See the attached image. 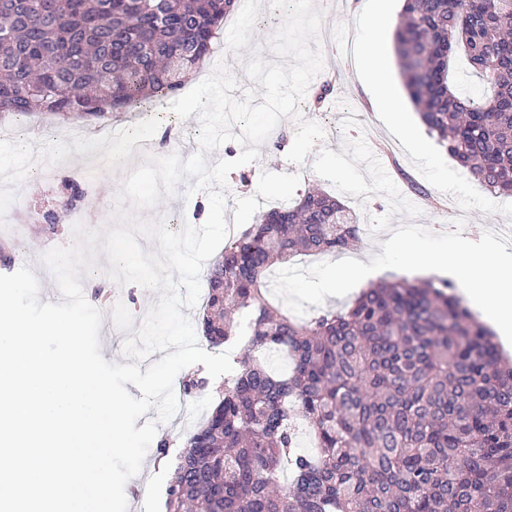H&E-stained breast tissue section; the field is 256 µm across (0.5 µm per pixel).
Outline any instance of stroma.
<instances>
[{
	"instance_id": "1",
	"label": "stroma",
	"mask_w": 512,
	"mask_h": 512,
	"mask_svg": "<svg viewBox=\"0 0 512 512\" xmlns=\"http://www.w3.org/2000/svg\"><path fill=\"white\" fill-rule=\"evenodd\" d=\"M323 12V25L332 32L330 39L320 41L319 47L325 58L321 74L310 83L301 113L305 119L318 122L321 126L337 125L335 134L325 135L317 141V148L341 152L347 142L366 134L370 147L386 142L393 146L398 164L414 180L424 185L429 195L416 198L415 204L422 214L418 219L434 232L447 231L451 218L440 209L437 201L455 195L460 206L468 213V235L476 238L484 230L494 229L496 224H512V199L496 198L485 193L471 177H463L457 186L444 181L441 171L452 167L453 162L438 146L431 144L430 150L437 158V165H429L406 146L404 134L386 123L378 107L373 105L363 86L362 57L348 55L347 42L351 28H362L363 20L356 16L348 0H315ZM268 10L263 0H253L248 6V19L240 31L220 33L214 47L215 59L225 60L228 69L237 79V88L232 95L244 98L253 88L244 71L254 47H261L264 60L275 61L276 56L267 50L266 43L274 33ZM330 86L322 109L313 110L309 103L323 86ZM169 100L163 99L143 106L137 112H115L103 117L82 114L79 117L36 112L29 115H13L0 112V124L12 127L14 137L0 140V174L4 172L19 176L28 185L23 198H15L10 191L0 186V210L11 217L10 224L0 228V253L10 256V263H0V274H11L21 267H29L39 284L40 301L58 296L59 289L50 269L42 260L43 254L54 247H65L72 242V227L75 221H83L91 229L100 228V215L112 213V202L116 200L127 174L128 166L122 158H110L106 150L115 139H127L132 130L146 134L161 133L162 139L155 153L165 156L178 153L189 157L198 149L197 117L182 120L170 113ZM366 114L362 130L341 131L345 115ZM296 123L281 119L279 126L260 147L258 161L233 170L227 181V210L225 220L230 230H238L254 222L257 215L284 202L294 201L298 193L309 186L319 184L320 176L310 164L290 163L286 154L295 137ZM38 155L63 158L64 164L48 179L34 175L32 159ZM91 172L94 182L85 198L80 218H66L56 225L42 223L41 208L60 203L66 187L78 180L82 172ZM272 184L273 192L264 194L257 187V181ZM209 212L206 194H195L185 198L183 193L164 197L152 209L140 211L146 221L164 219L172 230H180L183 215H190L193 225H201ZM333 260L332 255L318 258H296L290 268L275 271L272 275L273 292L283 309L289 314L306 318L315 314L320 307L342 308L346 301L332 298L318 303L300 291L302 280L317 276ZM99 273L82 277L81 283L88 301H95L97 292H105L106 304L120 309L122 331L113 335L110 342L102 344L101 354L110 362L124 363L122 344L124 331L138 330L141 319L151 304L157 303L158 293L148 291L136 284L117 285L103 270L109 262L106 255H99ZM214 398L212 388H205L190 397H181L180 409L167 424L161 425L154 444H151L142 472L131 478L125 486L128 512H161L159 498L163 496L174 465L184 442L203 420ZM167 442V450H160V442ZM150 485L154 498H137L135 490L139 484Z\"/></svg>"
}]
</instances>
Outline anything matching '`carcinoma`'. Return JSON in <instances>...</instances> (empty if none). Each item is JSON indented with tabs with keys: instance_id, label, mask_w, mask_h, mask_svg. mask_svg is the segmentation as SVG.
<instances>
[{
	"instance_id": "1",
	"label": "carcinoma",
	"mask_w": 512,
	"mask_h": 512,
	"mask_svg": "<svg viewBox=\"0 0 512 512\" xmlns=\"http://www.w3.org/2000/svg\"><path fill=\"white\" fill-rule=\"evenodd\" d=\"M224 2L164 0L156 12L0 0V112L162 100L203 67L186 51L211 47L232 12ZM394 37L429 135L488 193L512 197V0H404ZM460 57L483 93L454 82ZM66 88L87 98H57ZM364 234L336 194L312 189L264 211L210 263L202 336L233 343L246 316V350L184 442L165 512H512V357L452 283L394 276L307 321L269 298L272 268ZM262 351L286 355L288 369ZM206 384L178 382L186 396Z\"/></svg>"
}]
</instances>
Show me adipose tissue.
Returning a JSON list of instances; mask_svg holds the SVG:
<instances>
[{
  "label": "adipose tissue",
  "instance_id": "adipose-tissue-1",
  "mask_svg": "<svg viewBox=\"0 0 512 512\" xmlns=\"http://www.w3.org/2000/svg\"><path fill=\"white\" fill-rule=\"evenodd\" d=\"M362 16L365 20L364 69L371 97L376 105L381 107L391 125L402 131L408 130L409 115L397 90L388 78L385 49L374 38L375 33L382 28L384 19L379 14L367 10L363 11ZM379 275L380 270L376 262L345 256L336 260L318 277L307 282L304 291L316 298H330L355 286H368Z\"/></svg>",
  "mask_w": 512,
  "mask_h": 512
}]
</instances>
